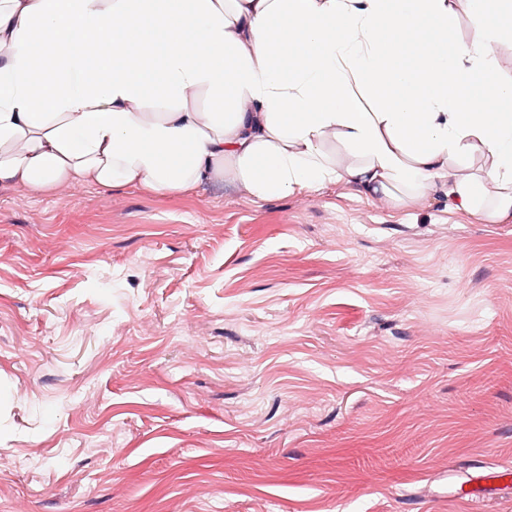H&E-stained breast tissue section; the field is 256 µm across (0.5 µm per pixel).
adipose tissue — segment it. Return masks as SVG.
<instances>
[{
  "mask_svg": "<svg viewBox=\"0 0 512 512\" xmlns=\"http://www.w3.org/2000/svg\"><path fill=\"white\" fill-rule=\"evenodd\" d=\"M448 0H0V185L91 182L159 193L222 179L260 201L339 180L402 187L512 219V80L480 42L447 53ZM428 50L387 70L382 30ZM161 34L149 53L137 39ZM468 91L449 97L445 73ZM222 100L216 111L201 96ZM336 138L356 156L324 153ZM482 150L461 178L450 161Z\"/></svg>",
  "mask_w": 512,
  "mask_h": 512,
  "instance_id": "obj_1",
  "label": "adipose tissue"
}]
</instances>
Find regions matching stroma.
I'll return each mask as SVG.
<instances>
[{
  "label": "stroma",
  "instance_id": "35a3bbf8",
  "mask_svg": "<svg viewBox=\"0 0 512 512\" xmlns=\"http://www.w3.org/2000/svg\"><path fill=\"white\" fill-rule=\"evenodd\" d=\"M503 466L512 222L341 181L0 186V512H512L458 501Z\"/></svg>",
  "mask_w": 512,
  "mask_h": 512
}]
</instances>
